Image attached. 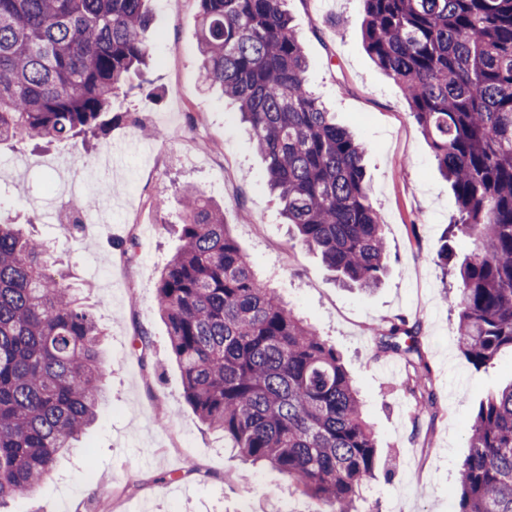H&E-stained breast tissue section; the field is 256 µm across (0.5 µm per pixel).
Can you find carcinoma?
Listing matches in <instances>:
<instances>
[{
  "instance_id": "cac0c4a2",
  "label": "carcinoma",
  "mask_w": 512,
  "mask_h": 512,
  "mask_svg": "<svg viewBox=\"0 0 512 512\" xmlns=\"http://www.w3.org/2000/svg\"><path fill=\"white\" fill-rule=\"evenodd\" d=\"M151 0H0V143L107 134L112 110L152 59ZM201 77L256 135L266 178L297 241L348 287L387 270L385 224L365 180L366 141L309 90L286 0H196ZM362 37L399 84L454 193L447 234L472 239L456 275L457 344L475 369L512 349V0H362ZM180 247L156 305L198 419L224 447L267 464L322 507L351 512L378 465L375 433L336 348L286 307L224 224L183 192ZM421 323L374 329L405 362L403 382L437 416ZM101 330L57 280L47 244L0 222V506L38 492L97 418ZM454 512H512V383L469 429Z\"/></svg>"
}]
</instances>
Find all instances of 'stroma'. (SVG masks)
Listing matches in <instances>:
<instances>
[{"mask_svg":"<svg viewBox=\"0 0 512 512\" xmlns=\"http://www.w3.org/2000/svg\"><path fill=\"white\" fill-rule=\"evenodd\" d=\"M146 32L149 86L132 77L114 109L139 125L113 126L99 141L0 147V219L25 225L50 247L56 277L80 289L105 332L109 397L76 448L11 512H307L311 502L270 467L243 464L220 433L195 416L183 393L168 329L155 305L159 268L180 245L181 192L211 196L255 269L343 357L378 439L374 512H451L469 448L472 414L512 382V350L483 369L458 349L451 267L473 248L457 236L451 266L437 252L456 203L397 83L361 37V0H287L307 58L308 86L336 120L372 144L365 158L373 206L386 224L388 271L375 291L338 284L320 255L290 238L266 163L230 101L201 82L196 0H153ZM163 130L156 138L154 130ZM106 160L112 198L97 186L95 221L71 236L55 223L65 171ZM51 178L52 191L42 187ZM163 208L150 212L149 205ZM420 321L437 418L420 415L401 382L403 362L376 352L371 329Z\"/></svg>","mask_w":512,"mask_h":512,"instance_id":"35a3bbf8","label":"stroma"}]
</instances>
